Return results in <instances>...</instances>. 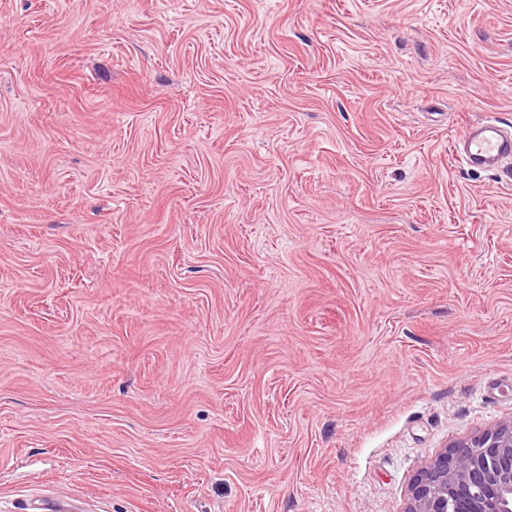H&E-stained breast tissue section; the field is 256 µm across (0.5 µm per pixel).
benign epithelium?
I'll list each match as a JSON object with an SVG mask.
<instances>
[{
    "mask_svg": "<svg viewBox=\"0 0 512 512\" xmlns=\"http://www.w3.org/2000/svg\"><path fill=\"white\" fill-rule=\"evenodd\" d=\"M405 512H512V421L439 453L415 476Z\"/></svg>",
    "mask_w": 512,
    "mask_h": 512,
    "instance_id": "7a95c632",
    "label": "benign epithelium"
}]
</instances>
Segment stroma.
<instances>
[{
	"label": "stroma",
	"mask_w": 512,
	"mask_h": 512,
	"mask_svg": "<svg viewBox=\"0 0 512 512\" xmlns=\"http://www.w3.org/2000/svg\"><path fill=\"white\" fill-rule=\"evenodd\" d=\"M512 0H0V512H404L512 420ZM454 149L467 166L494 170L512 157V136L487 120L466 127Z\"/></svg>",
	"instance_id": "stroma-1"
}]
</instances>
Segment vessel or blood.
<instances>
[{
	"label": "vessel or blood",
	"instance_id": "vessel-or-blood-1",
	"mask_svg": "<svg viewBox=\"0 0 512 512\" xmlns=\"http://www.w3.org/2000/svg\"><path fill=\"white\" fill-rule=\"evenodd\" d=\"M455 152L467 166L494 170L512 157V135L504 133L495 121H483L466 127Z\"/></svg>",
	"mask_w": 512,
	"mask_h": 512
}]
</instances>
